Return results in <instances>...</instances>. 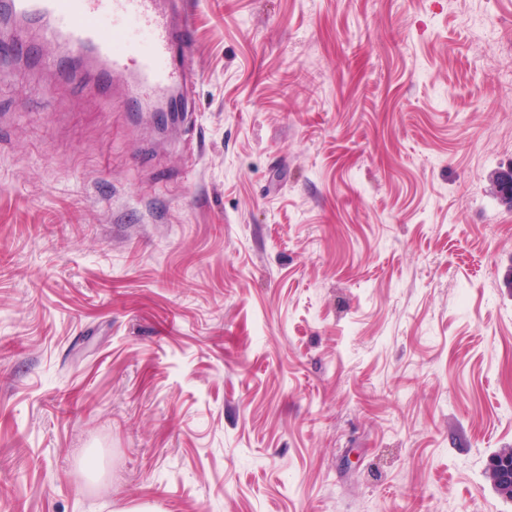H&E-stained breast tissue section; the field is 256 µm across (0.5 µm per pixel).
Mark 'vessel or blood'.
I'll return each instance as SVG.
<instances>
[{"mask_svg":"<svg viewBox=\"0 0 512 512\" xmlns=\"http://www.w3.org/2000/svg\"><path fill=\"white\" fill-rule=\"evenodd\" d=\"M9 13L39 27L44 43H65L99 66L102 79L135 78L140 98L173 93L192 40V4L161 0H7Z\"/></svg>","mask_w":512,"mask_h":512,"instance_id":"vessel-or-blood-1","label":"vessel or blood"}]
</instances>
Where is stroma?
Segmentation results:
<instances>
[{"mask_svg":"<svg viewBox=\"0 0 512 512\" xmlns=\"http://www.w3.org/2000/svg\"><path fill=\"white\" fill-rule=\"evenodd\" d=\"M192 2L0 65V512H512V0ZM160 0H8L9 13L40 28L43 44L67 43L99 65L102 79H136L140 104L173 93L192 40V2L177 13ZM501 454H498L502 458H504L505 454H512V448H505L500 451ZM512 457H506L502 461L498 470L491 469L496 475V487L498 493L507 499H512V465H510V461Z\"/></svg>","mask_w":512,"mask_h":512,"instance_id":"obj_1","label":"stroma"}]
</instances>
